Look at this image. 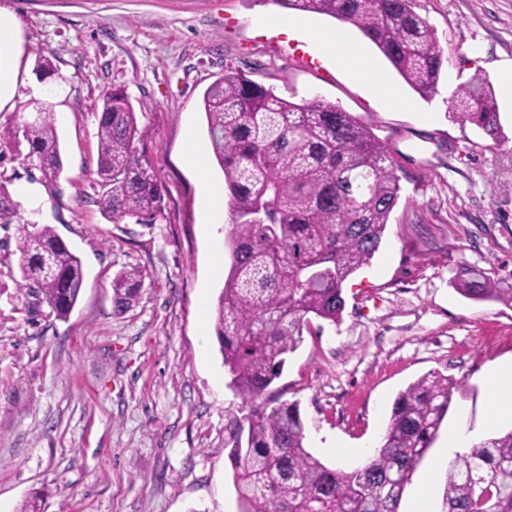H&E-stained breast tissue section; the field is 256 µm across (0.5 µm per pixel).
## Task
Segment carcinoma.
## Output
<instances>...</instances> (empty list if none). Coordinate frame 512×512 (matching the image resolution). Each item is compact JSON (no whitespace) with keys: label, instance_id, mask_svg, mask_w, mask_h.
Segmentation results:
<instances>
[{"label":"carcinoma","instance_id":"carcinoma-1","mask_svg":"<svg viewBox=\"0 0 512 512\" xmlns=\"http://www.w3.org/2000/svg\"><path fill=\"white\" fill-rule=\"evenodd\" d=\"M358 28L403 80L427 100L438 91L444 57L434 30L412 0H281ZM456 116L500 134L485 83L461 86ZM213 156L224 172L233 223L230 266L215 306L214 333L247 406L230 419L234 486L240 512H400L416 466L437 438L462 381L432 371L396 397L382 445L353 471L331 467L305 446V426L286 389H272L311 321H340L343 284L379 250L399 197L390 154L350 113L314 97L299 103L226 70L203 95ZM136 111L120 88L102 97L95 203L112 224H154L164 195L136 156ZM10 150L57 192L63 170L53 113L15 123ZM20 224L19 290L65 319L84 284L80 259L48 224L22 219L0 183V224ZM463 268L462 291L478 301L503 299L491 281L475 284ZM144 276L124 270L112 281L123 313L136 304ZM442 512H512V429L449 463Z\"/></svg>","mask_w":512,"mask_h":512}]
</instances>
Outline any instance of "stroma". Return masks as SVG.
<instances>
[{"mask_svg": "<svg viewBox=\"0 0 512 512\" xmlns=\"http://www.w3.org/2000/svg\"><path fill=\"white\" fill-rule=\"evenodd\" d=\"M445 58L434 98H420L375 46L368 55L407 107H389L370 85L328 59L315 69L259 17L362 41L355 27L276 0H0L11 20L0 39V129L54 114L62 149L58 197L11 155L0 158L10 195L36 188L40 223L82 260L85 285L70 315L18 293L17 268L0 265V512L39 495L43 512H239L225 446L241 401L229 389L211 329L230 265L229 204L213 218L205 183L223 185L209 161L198 173L190 148L212 153L206 89L236 69L291 99L320 98L349 112L387 147L400 197L370 263L345 284L339 323L312 321L279 381L298 402L308 450L345 470L361 458L330 450L375 446L392 403L431 371L464 382L403 495L412 512L452 430L484 437L512 428L485 424L494 401L484 380L512 359V303L474 301L457 273L512 288V103L501 96L512 65V0H413ZM59 75L40 90L39 56ZM491 89L502 134L492 137L452 113L460 85ZM123 89L137 108L140 162L164 194L153 224H112L97 194V116L105 92ZM145 275L137 303L114 313L112 279ZM208 336H201V329Z\"/></svg>", "mask_w": 512, "mask_h": 512, "instance_id": "1", "label": "stroma"}]
</instances>
